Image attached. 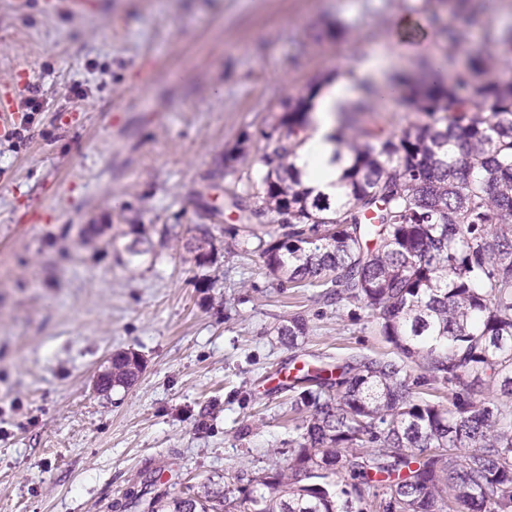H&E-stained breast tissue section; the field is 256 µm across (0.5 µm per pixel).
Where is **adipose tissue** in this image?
<instances>
[{"instance_id": "obj_1", "label": "adipose tissue", "mask_w": 512, "mask_h": 512, "mask_svg": "<svg viewBox=\"0 0 512 512\" xmlns=\"http://www.w3.org/2000/svg\"><path fill=\"white\" fill-rule=\"evenodd\" d=\"M399 60L396 53L368 56L353 65L350 73L336 77L318 90L310 126L294 159L306 185L342 197L341 171L334 159L337 145L332 139L340 129L339 114L357 97L362 83L379 81L382 72Z\"/></svg>"}]
</instances>
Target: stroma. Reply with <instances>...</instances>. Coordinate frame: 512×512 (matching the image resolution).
<instances>
[{
  "label": "stroma",
  "instance_id": "obj_1",
  "mask_svg": "<svg viewBox=\"0 0 512 512\" xmlns=\"http://www.w3.org/2000/svg\"><path fill=\"white\" fill-rule=\"evenodd\" d=\"M435 14L466 26L433 0H0L17 115L0 137V512H126L130 490L258 474L295 445L291 359L395 355L367 309L271 273L258 244L280 226L238 223L228 192L263 174L289 98L384 50L402 15L415 74L445 42ZM294 315L308 332L291 347L277 330ZM117 352L142 374L95 391ZM195 230L199 235L195 237V243L190 247V252H195L197 255H201L196 256L194 254L193 258L195 262H203L205 258H207L206 262L196 263L197 266L203 267L212 263L213 243L210 227L206 224H196Z\"/></svg>",
  "mask_w": 512,
  "mask_h": 512
}]
</instances>
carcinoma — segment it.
Instances as JSON below:
<instances>
[{"instance_id":"1","label":"carcinoma","mask_w":512,"mask_h":512,"mask_svg":"<svg viewBox=\"0 0 512 512\" xmlns=\"http://www.w3.org/2000/svg\"><path fill=\"white\" fill-rule=\"evenodd\" d=\"M481 33L485 52L463 68L468 29L419 62L408 105L424 121L398 137L376 123L338 133L341 203L290 161L313 93L288 101L264 175L231 192L238 221L274 216L283 232L261 250L266 268L321 289L327 307L364 306L397 355L307 368L289 385L309 388L293 404L306 416L288 457L236 486L154 496L148 512H512V407L471 396L484 375L512 398V79L469 83L512 54V30ZM374 95L348 111H383ZM195 230L190 251L210 264V227ZM307 330L292 316L278 335L292 347ZM139 373L136 355L116 353L102 389ZM422 386L448 388V405Z\"/></svg>"}]
</instances>
